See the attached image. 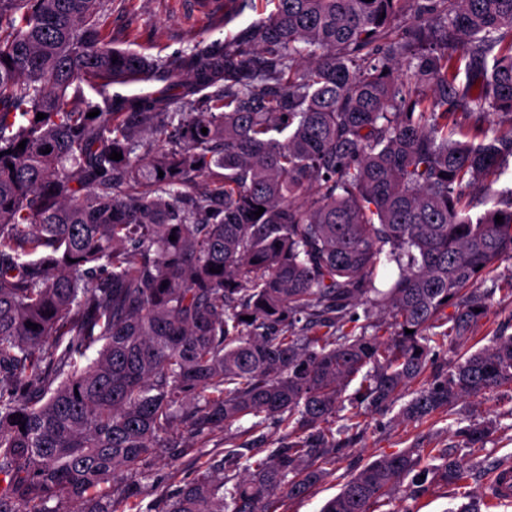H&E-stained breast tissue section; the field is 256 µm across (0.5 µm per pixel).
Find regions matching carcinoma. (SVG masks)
<instances>
[{"label":"carcinoma","instance_id":"obj_1","mask_svg":"<svg viewBox=\"0 0 512 512\" xmlns=\"http://www.w3.org/2000/svg\"><path fill=\"white\" fill-rule=\"evenodd\" d=\"M261 2L162 60L112 48L105 0H0V512H119L178 430L227 449L157 512H276L330 475L345 405L409 393L413 422L512 390V335L425 378L512 295V275L478 286L512 256V0ZM377 308L391 330L369 334ZM270 426L276 449L238 451ZM452 435L431 469L373 460L322 512L466 482L487 429Z\"/></svg>","mask_w":512,"mask_h":512}]
</instances>
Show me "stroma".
<instances>
[{"label": "stroma", "mask_w": 512, "mask_h": 512, "mask_svg": "<svg viewBox=\"0 0 512 512\" xmlns=\"http://www.w3.org/2000/svg\"><path fill=\"white\" fill-rule=\"evenodd\" d=\"M259 18L258 12L245 9L233 12L229 20L219 21L199 11L195 0H108L105 32L117 49H130L152 58H164L188 49L195 38L227 40ZM135 29L136 39H128V29ZM512 334V298L494 294L485 316L474 324L466 352L490 343L500 334ZM398 406L381 412H363L350 421L346 412H337L332 423L340 429L343 447L336 457V473L303 499L285 501L279 512H321L342 483L381 454L407 448L419 449L422 462L433 465L432 449L449 444L448 427L455 422L491 423L492 432L483 448L476 452L480 474L466 487L435 482L421 493H414L410 483H403L391 499L382 501L375 512H450L463 501L465 492L486 493L492 472L503 465L512 466V394L490 392L440 411L417 422L398 417ZM195 453H161L149 464V486L128 501L134 512H153L161 495L174 490L179 482L195 476Z\"/></svg>", "instance_id": "35a3bbf8"}]
</instances>
